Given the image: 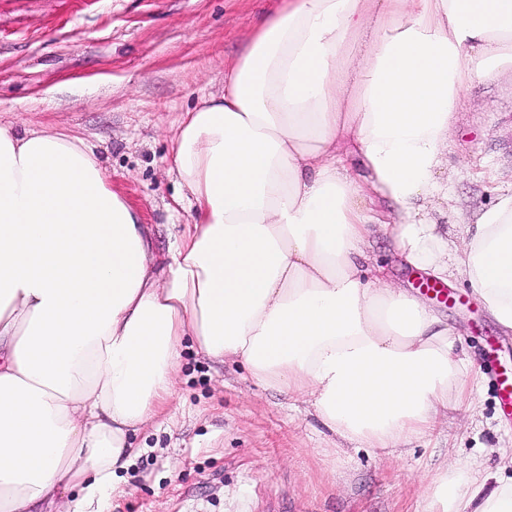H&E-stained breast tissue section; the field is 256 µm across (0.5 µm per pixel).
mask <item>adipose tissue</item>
Returning <instances> with one entry per match:
<instances>
[{"label":"adipose tissue","instance_id":"1","mask_svg":"<svg viewBox=\"0 0 512 512\" xmlns=\"http://www.w3.org/2000/svg\"><path fill=\"white\" fill-rule=\"evenodd\" d=\"M479 70L512 75V0H286L173 135L195 219L162 256L83 140L0 125V512L120 493L189 346L364 448L472 406L446 318L359 264L383 234L512 333V187L455 240L430 213ZM424 512H512V456L446 470Z\"/></svg>","mask_w":512,"mask_h":512}]
</instances>
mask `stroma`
I'll return each instance as SVG.
<instances>
[{
	"mask_svg": "<svg viewBox=\"0 0 512 512\" xmlns=\"http://www.w3.org/2000/svg\"><path fill=\"white\" fill-rule=\"evenodd\" d=\"M280 0H0V125L46 127L81 137L114 190L153 227L167 252L195 213L177 203L170 140L184 112L224 90V72L254 24ZM455 207L473 215L512 181V82L475 78L448 140ZM373 264L393 286L418 292L422 274L385 238ZM451 300L428 299L483 364L503 334L464 283ZM169 421L136 436L140 454L122 472L124 495L104 512H422L434 477L451 460L512 455L492 376L474 411L450 414L440 436L400 454L359 448L329 432L303 401L256 386L240 365L185 352Z\"/></svg>",
	"mask_w": 512,
	"mask_h": 512,
	"instance_id": "1",
	"label": "stroma"
}]
</instances>
